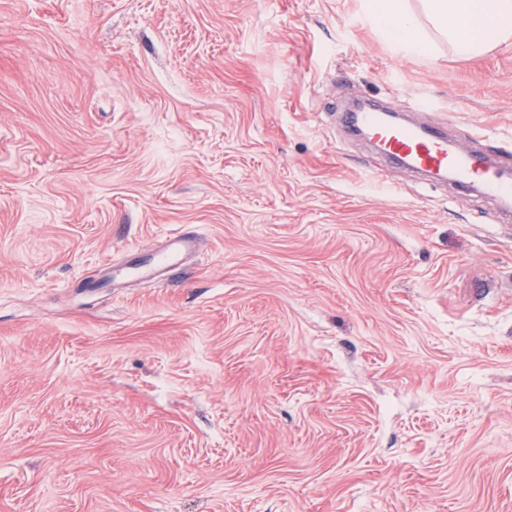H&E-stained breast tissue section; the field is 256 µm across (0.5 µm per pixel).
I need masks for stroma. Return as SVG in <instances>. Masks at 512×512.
<instances>
[{"instance_id": "stroma-1", "label": "stroma", "mask_w": 512, "mask_h": 512, "mask_svg": "<svg viewBox=\"0 0 512 512\" xmlns=\"http://www.w3.org/2000/svg\"><path fill=\"white\" fill-rule=\"evenodd\" d=\"M354 97L512 151V40L0 0V512H512V212L385 167ZM194 246L192 237L180 230H174L166 237V245L159 255V264L174 265L182 255Z\"/></svg>"}]
</instances>
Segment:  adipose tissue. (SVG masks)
<instances>
[{
    "mask_svg": "<svg viewBox=\"0 0 512 512\" xmlns=\"http://www.w3.org/2000/svg\"><path fill=\"white\" fill-rule=\"evenodd\" d=\"M415 18L409 0H366L367 17L393 41L397 52L426 55L437 41L461 57L484 53L512 37V0H419Z\"/></svg>",
    "mask_w": 512,
    "mask_h": 512,
    "instance_id": "ef3b65f1",
    "label": "adipose tissue"
}]
</instances>
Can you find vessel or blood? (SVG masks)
<instances>
[{
  "mask_svg": "<svg viewBox=\"0 0 512 512\" xmlns=\"http://www.w3.org/2000/svg\"><path fill=\"white\" fill-rule=\"evenodd\" d=\"M345 122L372 140L392 163L419 173L446 171L458 186L476 182L486 196L503 202L512 200V173L500 162L486 161L478 152L461 150L443 130L400 122L390 116L388 109L369 103L348 111ZM193 246L192 237L172 231L159 261L176 264Z\"/></svg>",
  "mask_w": 512,
  "mask_h": 512,
  "instance_id": "obj_1",
  "label": "vessel or blood"
}]
</instances>
